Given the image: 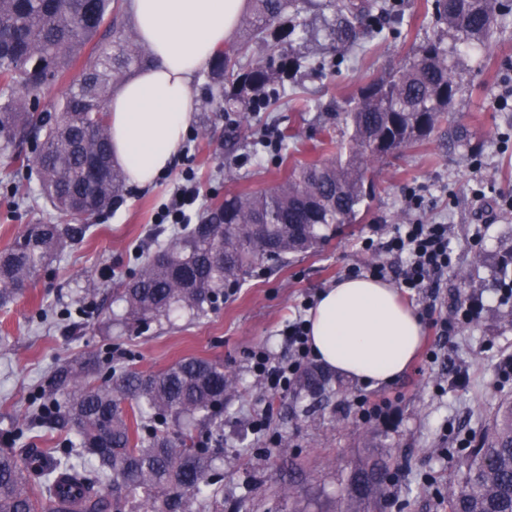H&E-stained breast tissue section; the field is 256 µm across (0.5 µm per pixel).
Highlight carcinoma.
Returning a JSON list of instances; mask_svg holds the SVG:
<instances>
[{
    "instance_id": "cac0c4a2",
    "label": "carcinoma",
    "mask_w": 512,
    "mask_h": 512,
    "mask_svg": "<svg viewBox=\"0 0 512 512\" xmlns=\"http://www.w3.org/2000/svg\"><path fill=\"white\" fill-rule=\"evenodd\" d=\"M242 18L245 37L217 51L203 76L224 96V111L269 110L285 77L302 64L294 55L300 8L319 12L320 0H251ZM338 40L353 43L360 28L384 35L401 18L397 0H335ZM501 0H426L438 30L392 74L371 81L348 102L341 128L329 138L330 157L295 163L272 191L241 192L214 202L174 241L144 258L129 282L113 290L121 320L132 330L186 310L205 317L272 253L317 248L360 220L371 168L426 138L448 111L458 88V64L448 35L477 44L489 39L507 13ZM112 27V49L93 46ZM81 63L53 112H32L15 97L20 87L42 88ZM150 62L123 31L122 0H0V149L30 137L43 140L35 161L41 192L56 219L26 224L0 250V309L8 308L50 262L88 229L89 219L125 192L126 174L112 163L107 101L116 78ZM328 376L306 371L300 385L316 397ZM224 364L183 358L144 374L112 353H89L49 374L31 414L3 432L0 512H210L221 477L215 460L224 441V395L236 391ZM40 427L56 448H17ZM390 467L383 458L359 465L347 481L344 512H383ZM448 512H512V401L501 403L468 454L459 486L448 487Z\"/></svg>"
}]
</instances>
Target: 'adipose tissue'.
<instances>
[{
  "instance_id": "ef3b65f1",
  "label": "adipose tissue",
  "mask_w": 512,
  "mask_h": 512,
  "mask_svg": "<svg viewBox=\"0 0 512 512\" xmlns=\"http://www.w3.org/2000/svg\"><path fill=\"white\" fill-rule=\"evenodd\" d=\"M247 0H129L138 38L153 62L115 86L108 103L112 160L129 183L148 186L169 170L194 119L191 84L228 39ZM314 357L370 388L394 382L423 338L420 315L391 284L340 280L308 314Z\"/></svg>"
}]
</instances>
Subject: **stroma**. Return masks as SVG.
Returning <instances> with one entry per match:
<instances>
[{
  "label": "stroma",
  "instance_id": "35a3bbf8",
  "mask_svg": "<svg viewBox=\"0 0 512 512\" xmlns=\"http://www.w3.org/2000/svg\"><path fill=\"white\" fill-rule=\"evenodd\" d=\"M404 4L400 22L382 38L366 34L352 45L335 44L328 27H321L325 65L302 75L297 86L312 100L311 111H295L292 100L283 99L275 111L244 119L224 111L202 79H195L197 112L214 115L209 131L192 125L185 136L189 154H177L152 186L127 187L82 241L0 310V429L29 411L52 367L83 352L112 345L143 373L197 356L223 363L239 379L224 403L221 512H339L342 478L381 455L390 457L398 476L386 512H446L440 494L460 482L468 445L485 432L499 404L512 400V370L501 369L503 361H512V298L502 294L501 275L505 257L512 255V109L497 105L512 87V15L480 50L457 43L462 79L453 103L428 137L370 173L361 222L288 264H256L205 318L177 312L138 336L98 329L112 314L113 288L134 273L136 255L151 254L180 235L178 225L156 223L155 215L183 176L193 179L192 211L198 215L227 195L276 187L293 160L322 158L321 119L334 118L367 81L399 68L433 33L435 20L424 0ZM459 125L470 135L464 147L450 139ZM259 137L282 144L256 153L250 143ZM18 182L25 186L19 200L10 195ZM410 193L418 208H408ZM53 217L36 172L0 154V249L22 225ZM416 219L447 225L451 261L437 292L416 291L404 295V302L419 314L449 317L458 304L477 301L478 315L451 330L442 349L432 330H425L415 359L393 383L367 388L336 376L333 393L315 400L296 387L280 396L267 393L251 370L249 351L264 345L274 357H287L282 330L297 305L344 279L350 266L380 261L399 267L400 258L382 245L399 225ZM367 238L374 251H362ZM90 281L96 289L87 295L83 289ZM83 306L89 315L70 324L65 311ZM359 395L388 399L387 418L361 429L353 405ZM262 413L270 423L266 435L251 429Z\"/></svg>",
  "mask_w": 512,
  "mask_h": 512
}]
</instances>
